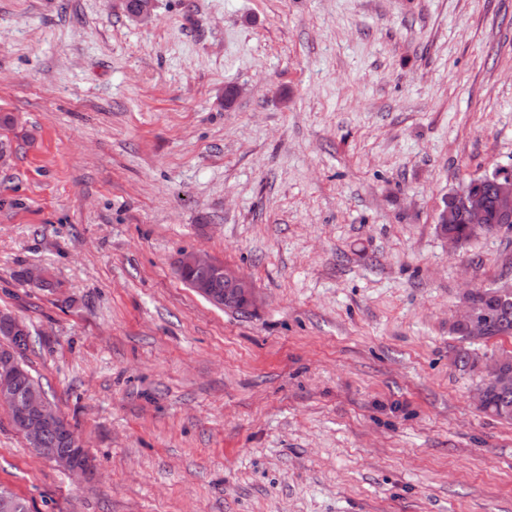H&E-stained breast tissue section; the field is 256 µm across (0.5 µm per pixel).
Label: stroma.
Wrapping results in <instances>:
<instances>
[{
	"label": "stroma",
	"mask_w": 512,
	"mask_h": 512,
	"mask_svg": "<svg viewBox=\"0 0 512 512\" xmlns=\"http://www.w3.org/2000/svg\"><path fill=\"white\" fill-rule=\"evenodd\" d=\"M5 113L0 311L95 464L0 403L30 512H512V423L452 330L512 234L435 230L512 163V0H0ZM187 251L256 308L187 288ZM178 264L181 272L191 271L200 274L196 283L197 276L192 273L182 274L181 280L189 288H196L198 293L217 306L245 314L255 308V285L235 268L217 263L195 252L182 254ZM487 405L485 412L504 421H512V390L505 393L502 390L488 387Z\"/></svg>",
	"instance_id": "obj_1"
}]
</instances>
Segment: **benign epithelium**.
I'll return each instance as SVG.
<instances>
[{
	"mask_svg": "<svg viewBox=\"0 0 512 512\" xmlns=\"http://www.w3.org/2000/svg\"><path fill=\"white\" fill-rule=\"evenodd\" d=\"M483 179L473 178L450 191L448 197L455 201L451 208L439 207L435 223L439 236L455 250L464 246V241L448 230V225L460 219L468 225L469 232L476 236L505 230L512 226V169L503 167L494 174L493 201H488L482 187ZM180 271L199 274L195 283L198 293L212 303L232 312L249 313L257 304L256 288L253 282L229 265L217 263L198 253L181 255L178 261ZM473 290L465 293L463 309L454 325L464 328L470 335L484 336L490 327V317L475 308L470 302ZM507 356L497 355L488 360L477 354L476 368L490 374L492 381L502 389L512 388V374L504 368ZM19 366L16 354L11 351L9 339L0 338V401L15 411L18 427L36 445L50 429L61 434L62 448L49 449L50 458L56 465L69 473L86 475L93 469L92 461L80 460L83 442L72 429L62 421L61 414L46 398L34 392L19 395L16 381Z\"/></svg>",
	"mask_w": 512,
	"mask_h": 512,
	"instance_id": "benign-epithelium-1",
	"label": "benign epithelium"
}]
</instances>
